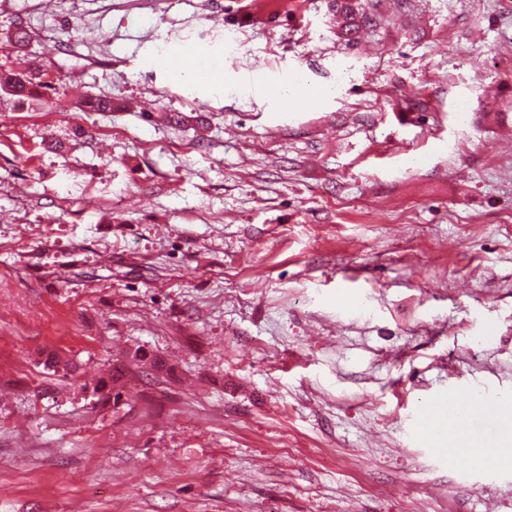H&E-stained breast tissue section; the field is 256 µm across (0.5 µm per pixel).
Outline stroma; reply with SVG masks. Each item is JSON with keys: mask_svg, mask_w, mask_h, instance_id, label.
I'll use <instances>...</instances> for the list:
<instances>
[{"mask_svg": "<svg viewBox=\"0 0 512 512\" xmlns=\"http://www.w3.org/2000/svg\"><path fill=\"white\" fill-rule=\"evenodd\" d=\"M39 3L0 0L50 86L0 104V512H512L413 432L512 408V0H372L353 42L331 0ZM185 41L223 81L156 66ZM137 346L173 374L86 389ZM488 403V399L483 397L480 403L473 401L470 396L465 395H450L447 399H433L425 402L419 407L415 428L417 434L424 438L434 432L435 428L441 424L440 420L448 416V420L438 430V438H445L450 434L460 435L462 430L461 426L457 428V419L464 418V425H467V420L479 413L484 406ZM449 427V428H448Z\"/></svg>", "mask_w": 512, "mask_h": 512, "instance_id": "35a3bbf8", "label": "stroma"}]
</instances>
